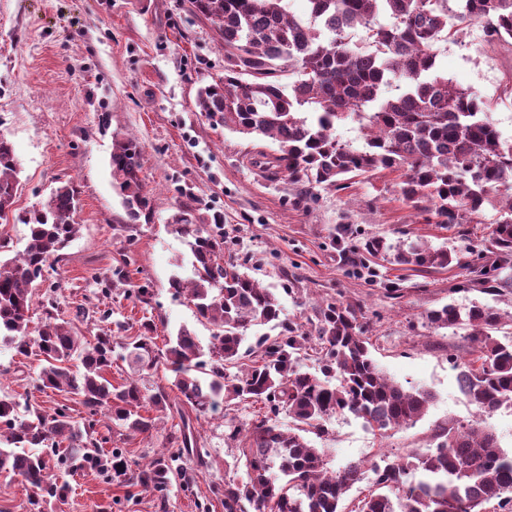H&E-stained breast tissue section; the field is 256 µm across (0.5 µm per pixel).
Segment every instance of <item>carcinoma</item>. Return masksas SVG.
<instances>
[{
	"label": "carcinoma",
	"mask_w": 512,
	"mask_h": 512,
	"mask_svg": "<svg viewBox=\"0 0 512 512\" xmlns=\"http://www.w3.org/2000/svg\"><path fill=\"white\" fill-rule=\"evenodd\" d=\"M183 6L224 46V74L198 89L199 111L215 125L276 145L263 155L272 175L284 173L308 193L395 173L405 201L463 240L473 216L487 205L501 208L490 245L465 247L470 261L422 239L393 244L382 236L354 246L362 259L422 273L459 267L465 280L453 292L499 297L512 289V139L491 122L479 92L452 83L438 66L440 43L457 41L464 25L481 23L489 40L512 44V0H307L303 16L290 12L288 0H183ZM380 14L391 22L374 23ZM348 119L360 127L357 147L336 136V125ZM140 153L137 138H115L112 183L131 224L150 216ZM19 172L11 142L0 135V214L29 228L24 249L0 261V339L23 356L37 349V388L79 397L85 413L76 421L65 405L48 413L0 396V472L35 490L32 512L67 495V484L47 471L52 454L65 469L89 466L152 492L163 510L174 479L184 493H195L194 472L182 473L173 462L187 455L207 469L210 461L179 407L181 423L165 448L137 470H128L125 449L102 451L112 437L99 431L100 417L129 434L149 435L158 417L142 408H173L164 387L142 385L161 365L175 375L181 403L199 416L249 401L264 405L239 425L228 419L229 438L241 440L245 476L226 474L209 486L224 512H487L494 500L499 507L512 502V450L479 419L512 408V332L496 336L512 314L489 303L427 312L433 328L467 342L466 356L452 364L478 418L437 429L433 448L382 454L370 485L346 503L343 496L365 479L367 463L331 470L324 449L305 434L329 436L325 422L348 412L384 435L416 422L433 401L429 390L392 380L375 362L361 307L329 298L316 302L304 322L283 318L275 292L241 264L224 261V215L186 208L172 224L189 237L193 272L188 279L173 275L170 288L213 326L207 347L183 328L161 349L150 320L141 323L144 336H118V324L87 340L70 331L50 301L31 331L32 288L75 236L79 191L63 182L40 206L17 213ZM253 326L276 334L251 338ZM116 357L130 372L118 386L106 377ZM308 359L318 361L319 371L304 369ZM280 414L293 426L283 428Z\"/></svg>",
	"instance_id": "cac0c4a2"
}]
</instances>
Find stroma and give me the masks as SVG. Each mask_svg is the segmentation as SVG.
Returning a JSON list of instances; mask_svg holds the SVG:
<instances>
[{
	"instance_id": "1",
	"label": "stroma",
	"mask_w": 512,
	"mask_h": 512,
	"mask_svg": "<svg viewBox=\"0 0 512 512\" xmlns=\"http://www.w3.org/2000/svg\"><path fill=\"white\" fill-rule=\"evenodd\" d=\"M439 65L454 83L495 100L492 119L512 136V97L503 86L512 76V48L488 43L481 24L465 27L457 42L444 44ZM224 72V49L210 27L184 10L182 0H0V134L13 144L20 163L15 207L24 211L46 200L61 183L80 190L79 230L58 262H49L43 285L57 284L62 316L75 335L93 338L102 324L98 304L111 307L128 335L152 320L157 346L190 329L201 345L212 333L194 308L169 286L173 273L192 274V255L171 218L191 199L224 214V253L280 297L290 318L308 316L315 301L333 297L360 304L374 343L372 356L393 380L435 394L416 423L387 436L345 413L332 416L328 440H316L330 469L383 452L432 447L437 427L465 421L474 408L460 392L449 358L461 354L458 339L428 324L427 311L454 303L485 301V294L451 292L458 268L418 273L381 261L375 270L353 266L350 241L336 237L341 224L359 237L423 239L436 248L463 250L454 231L431 222L395 188L388 173L359 176L341 190L315 189L302 198L287 176H271L252 164L272 152L266 140L247 139L213 125L196 105L200 86ZM133 135L141 144L140 177L150 194V223L124 232L126 215L112 188L109 160L114 136ZM127 285L112 287L114 270ZM396 284L400 299L385 297ZM147 286L149 303L127 288ZM40 360L0 343V395L30 400L42 410L68 405L74 419L78 397L42 393L34 386ZM165 413L157 431L131 435L113 430L137 469L164 446L178 423ZM212 466L196 477L200 495L211 482L238 470L237 442L228 439L223 413L196 426ZM69 492L46 512H162L152 493L120 479L83 470L65 476Z\"/></svg>"
}]
</instances>
